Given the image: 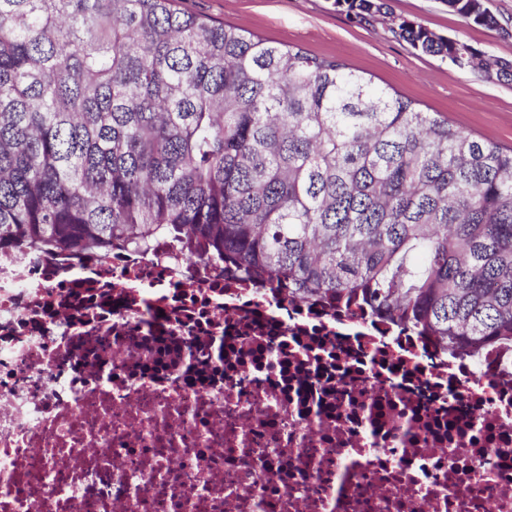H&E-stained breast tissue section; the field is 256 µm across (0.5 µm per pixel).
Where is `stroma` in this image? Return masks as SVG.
I'll list each match as a JSON object with an SVG mask.
<instances>
[{"label": "stroma", "instance_id": "obj_1", "mask_svg": "<svg viewBox=\"0 0 512 512\" xmlns=\"http://www.w3.org/2000/svg\"><path fill=\"white\" fill-rule=\"evenodd\" d=\"M177 6L314 56L340 59L374 83L415 100L421 110L512 150V84L425 55L391 31L393 19H404L462 41L490 60L512 61V0H489L497 19L493 27L449 11L445 0H387L385 14L370 23L357 22L334 0H178Z\"/></svg>", "mask_w": 512, "mask_h": 512}]
</instances>
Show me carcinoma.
<instances>
[{
  "label": "carcinoma",
  "instance_id": "1",
  "mask_svg": "<svg viewBox=\"0 0 512 512\" xmlns=\"http://www.w3.org/2000/svg\"><path fill=\"white\" fill-rule=\"evenodd\" d=\"M398 35L458 49L407 21ZM478 71L512 81L509 61ZM165 240L448 354L512 355V151L175 0H0V250Z\"/></svg>",
  "mask_w": 512,
  "mask_h": 512
}]
</instances>
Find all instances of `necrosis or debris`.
Masks as SVG:
<instances>
[{"mask_svg": "<svg viewBox=\"0 0 512 512\" xmlns=\"http://www.w3.org/2000/svg\"><path fill=\"white\" fill-rule=\"evenodd\" d=\"M0 512H512V372L164 247L2 250Z\"/></svg>", "mask_w": 512, "mask_h": 512, "instance_id": "obj_1", "label": "necrosis or debris"}]
</instances>
